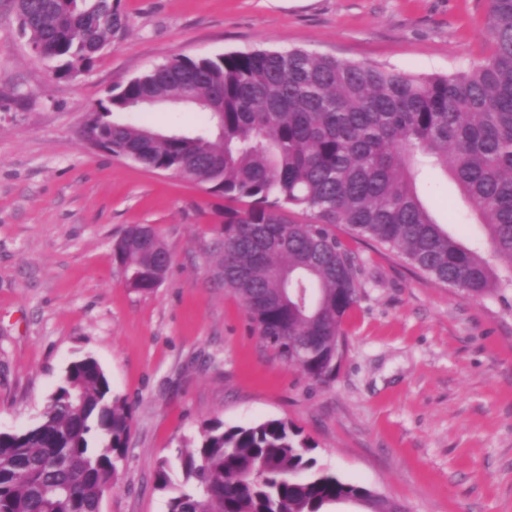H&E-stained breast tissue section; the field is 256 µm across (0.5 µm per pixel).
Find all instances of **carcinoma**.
Segmentation results:
<instances>
[{
  "label": "carcinoma",
  "instance_id": "1",
  "mask_svg": "<svg viewBox=\"0 0 512 512\" xmlns=\"http://www.w3.org/2000/svg\"><path fill=\"white\" fill-rule=\"evenodd\" d=\"M38 57L67 76L124 30L114 0H16ZM490 53L448 75H419L302 49L177 55L114 86L86 126L115 156L168 171L225 202L217 277L262 341L307 378L336 376L342 324L360 294L356 257L332 232L401 253L437 282L512 310V0H489ZM199 102L207 125L156 133L114 119L140 97ZM216 102L220 110L202 106ZM457 184L486 232L490 257L450 236L424 205L419 178ZM290 209L314 222L295 224ZM129 287L148 293L171 256L159 234L130 227L114 246ZM133 420L98 361L71 362L33 427L0 432V512H100ZM286 422L224 428L213 419L178 457L160 461L166 512H365L401 504L317 466Z\"/></svg>",
  "mask_w": 512,
  "mask_h": 512
}]
</instances>
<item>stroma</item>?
<instances>
[{
    "mask_svg": "<svg viewBox=\"0 0 512 512\" xmlns=\"http://www.w3.org/2000/svg\"><path fill=\"white\" fill-rule=\"evenodd\" d=\"M126 28L86 70L59 76L0 0V431L36 424L68 364L90 355L133 408L116 485L101 512H166L161 460L202 424L280 419L318 466L405 512H512V311L434 282L397 253L334 232L359 258L362 291L343 324L335 379L313 383L256 335L216 277L224 216L202 187L86 146V113L113 85L177 55L301 48L413 73L447 74L490 50L487 0H115ZM191 131L204 114H138ZM420 190L439 223L487 251L457 191ZM133 224L172 257L152 292L113 260Z\"/></svg>",
    "mask_w": 512,
    "mask_h": 512,
    "instance_id": "1",
    "label": "stroma"
}]
</instances>
